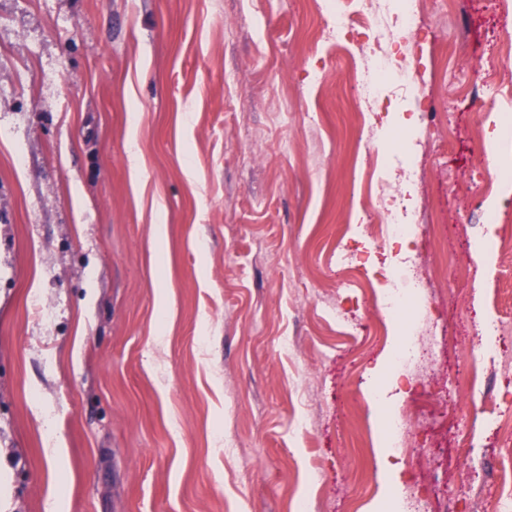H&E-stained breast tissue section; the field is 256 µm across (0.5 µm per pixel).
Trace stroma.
Listing matches in <instances>:
<instances>
[{"instance_id": "stroma-1", "label": "stroma", "mask_w": 512, "mask_h": 512, "mask_svg": "<svg viewBox=\"0 0 512 512\" xmlns=\"http://www.w3.org/2000/svg\"><path fill=\"white\" fill-rule=\"evenodd\" d=\"M333 0H0V512H512V249L478 264L465 231L501 198L512 237V0H454L395 41L425 92L384 91L368 122ZM404 133L410 151L393 148ZM498 135V152L486 141ZM433 286L409 323L435 351L404 394L373 289L398 245H369L371 154L399 172ZM367 290L341 287L337 238ZM501 320L504 336H485ZM294 344L285 348L282 337ZM381 388L379 405L364 390ZM414 459L379 465L386 412Z\"/></svg>"}]
</instances>
